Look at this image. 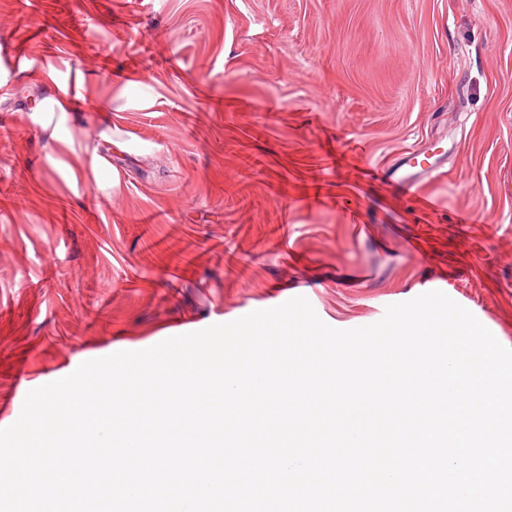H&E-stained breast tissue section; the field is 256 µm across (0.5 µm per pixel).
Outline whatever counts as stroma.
<instances>
[{
    "mask_svg": "<svg viewBox=\"0 0 512 512\" xmlns=\"http://www.w3.org/2000/svg\"><path fill=\"white\" fill-rule=\"evenodd\" d=\"M24 45L0 428L81 363L274 290L348 330L440 288L512 348V0H0V57ZM434 141L432 210L366 178Z\"/></svg>",
    "mask_w": 512,
    "mask_h": 512,
    "instance_id": "obj_1",
    "label": "stroma"
}]
</instances>
